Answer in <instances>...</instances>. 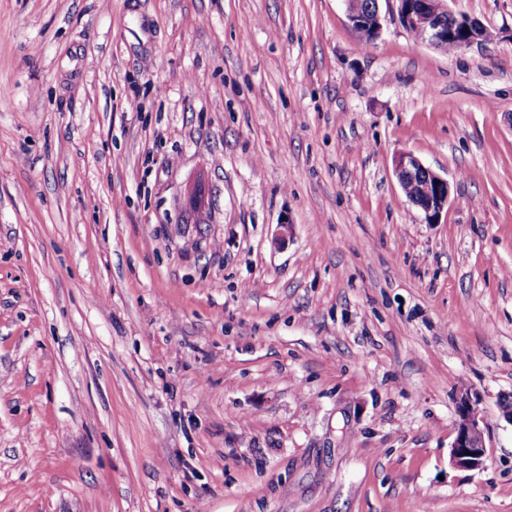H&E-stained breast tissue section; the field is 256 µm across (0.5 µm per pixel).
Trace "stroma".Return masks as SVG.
<instances>
[{"mask_svg": "<svg viewBox=\"0 0 512 512\" xmlns=\"http://www.w3.org/2000/svg\"><path fill=\"white\" fill-rule=\"evenodd\" d=\"M447 4L0 0V512H512V0ZM362 0H344L349 22L363 41L371 43L376 40L383 29V18L379 9V0H373L369 12L361 10ZM398 3L399 22L412 36L428 43L436 49L448 53L455 52L448 39L455 35L456 26L466 29L464 38L457 43V51L479 45L488 40L487 29L475 19L466 15H457L448 9L446 0H392ZM418 176L424 184L421 185L420 196L414 195L408 200L411 204L421 209L426 218L430 221L439 217L445 207L448 206L450 199V184L448 179L443 178L430 168L426 167L422 161L410 153L401 154L395 164V176L400 185L407 180H414ZM405 196L418 193V184L411 181L406 182L402 188ZM456 436L450 446V464L463 470H480L488 458L485 426L468 393L458 402Z\"/></svg>", "mask_w": 512, "mask_h": 512, "instance_id": "1", "label": "stroma"}]
</instances>
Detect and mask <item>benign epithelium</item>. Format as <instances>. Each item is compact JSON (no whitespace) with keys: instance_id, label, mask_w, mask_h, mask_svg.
<instances>
[{"instance_id":"7a95c632","label":"benign epithelium","mask_w":512,"mask_h":512,"mask_svg":"<svg viewBox=\"0 0 512 512\" xmlns=\"http://www.w3.org/2000/svg\"><path fill=\"white\" fill-rule=\"evenodd\" d=\"M349 22L363 41L376 40L383 29V18L379 0H374L370 11L361 10V0H344ZM399 22L404 29L420 34V41L436 49L444 50L448 39L455 35V26L466 29L464 38L458 41L457 49L463 50L488 40L487 29L478 21L457 15L448 9L447 0H395ZM395 176L402 184L416 177L423 181L420 195L409 198V202L421 209L430 221L439 217L450 199L448 180L426 167L411 153L401 154L395 164ZM488 458L485 426L478 409L468 394L458 402L456 436L451 444L450 464L463 470H480Z\"/></svg>"}]
</instances>
